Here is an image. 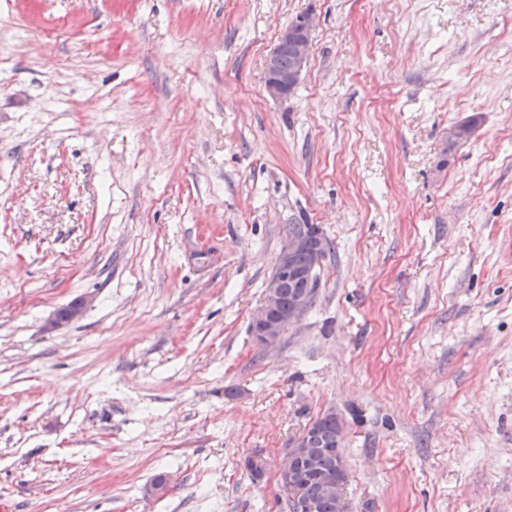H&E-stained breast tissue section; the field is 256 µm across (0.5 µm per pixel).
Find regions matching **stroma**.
<instances>
[{
    "label": "stroma",
    "instance_id": "1",
    "mask_svg": "<svg viewBox=\"0 0 512 512\" xmlns=\"http://www.w3.org/2000/svg\"><path fill=\"white\" fill-rule=\"evenodd\" d=\"M326 413L352 512H512V0H0V512H289ZM315 23V15L305 12L296 15L279 31L274 48L265 59V91L269 97L284 98L298 85L313 51L311 34ZM285 52L292 58L289 69L291 58ZM279 64L281 69L288 70L282 71ZM291 223L285 230L279 264L266 282L264 300L253 313L251 320L252 335L258 342L266 345L277 343L288 326L296 322L303 310L305 309V312L311 307L315 299L316 288L313 289L305 308L308 299L307 293L315 280L313 269L318 266L322 257L318 254L316 262L311 267H302L296 263V257L308 249V243L305 240H313L315 237V224H308L307 220H302V222L295 220ZM288 231L300 238L289 235ZM313 249L310 247L300 255L298 263L307 265L312 260ZM286 281L293 283L296 288H292L289 283L281 288ZM297 288L299 289L296 294ZM281 296L285 305H288V300L294 296L295 298L288 307H283ZM310 436L308 429L304 430L301 434L297 435L290 442V449L287 452V457L280 471L281 485L285 492L291 490V498L298 501L302 497V489L300 488L296 475H297V460L298 456L306 453V448H309Z\"/></svg>",
    "mask_w": 512,
    "mask_h": 512
}]
</instances>
